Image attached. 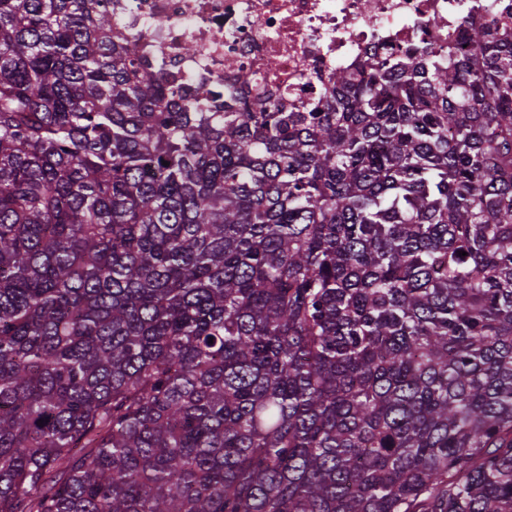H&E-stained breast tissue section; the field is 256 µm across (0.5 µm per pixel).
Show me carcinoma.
<instances>
[{"mask_svg": "<svg viewBox=\"0 0 512 512\" xmlns=\"http://www.w3.org/2000/svg\"><path fill=\"white\" fill-rule=\"evenodd\" d=\"M218 98L0 0V512H512V25Z\"/></svg>", "mask_w": 512, "mask_h": 512, "instance_id": "carcinoma-1", "label": "carcinoma"}]
</instances>
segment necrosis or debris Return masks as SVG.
<instances>
[{
    "label": "necrosis or debris",
    "instance_id": "1",
    "mask_svg": "<svg viewBox=\"0 0 512 512\" xmlns=\"http://www.w3.org/2000/svg\"><path fill=\"white\" fill-rule=\"evenodd\" d=\"M506 0H119L124 31L141 55L169 74L238 92L279 88L294 111L317 103L323 73L383 49L414 44L453 48L460 22L503 12Z\"/></svg>",
    "mask_w": 512,
    "mask_h": 512
}]
</instances>
